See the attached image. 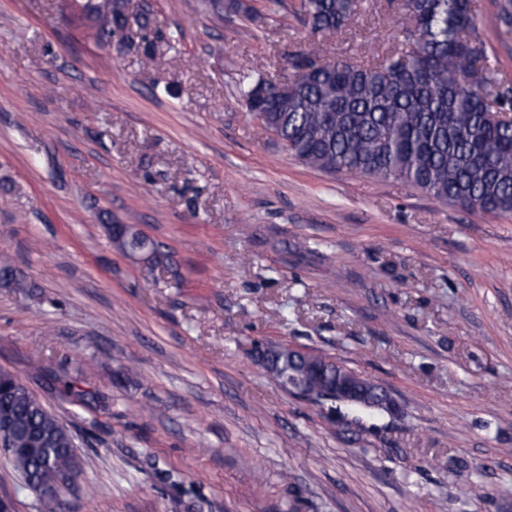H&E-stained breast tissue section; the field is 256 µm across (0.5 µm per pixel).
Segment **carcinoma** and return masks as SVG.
<instances>
[{"mask_svg":"<svg viewBox=\"0 0 512 512\" xmlns=\"http://www.w3.org/2000/svg\"><path fill=\"white\" fill-rule=\"evenodd\" d=\"M70 10L96 45L115 38L143 45L153 61L151 12L135 0H72ZM358 0H301L299 17L314 35L348 27ZM512 26V0L492 15L476 0H404L389 52L373 63L327 60L318 42L274 82L247 76L246 105L258 128L273 133L300 162L320 171L354 173L414 187L472 212H512V84L498 81L482 27ZM288 84L280 94L276 87ZM0 287L26 293L34 284L0 256ZM265 375L304 382L310 402L331 405L342 419L380 418L386 408L335 401L338 385L356 384L365 401L379 385L318 351L266 349ZM3 446L27 485L78 470L74 436L14 375L0 373Z\"/></svg>","mask_w":512,"mask_h":512,"instance_id":"1","label":"carcinoma"}]
</instances>
